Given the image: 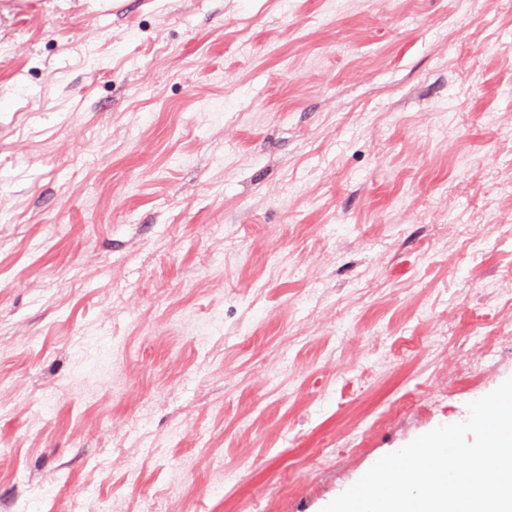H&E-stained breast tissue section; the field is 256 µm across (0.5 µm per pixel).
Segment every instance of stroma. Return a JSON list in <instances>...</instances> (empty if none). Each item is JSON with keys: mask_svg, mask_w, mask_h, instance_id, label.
Masks as SVG:
<instances>
[{"mask_svg": "<svg viewBox=\"0 0 512 512\" xmlns=\"http://www.w3.org/2000/svg\"><path fill=\"white\" fill-rule=\"evenodd\" d=\"M511 212L512 0H0V512H321L512 377Z\"/></svg>", "mask_w": 512, "mask_h": 512, "instance_id": "35a3bbf8", "label": "stroma"}]
</instances>
